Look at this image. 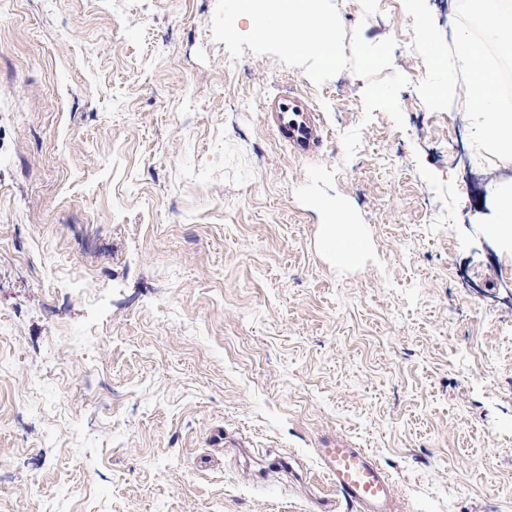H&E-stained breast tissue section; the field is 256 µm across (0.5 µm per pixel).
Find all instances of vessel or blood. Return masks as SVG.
<instances>
[{
  "label": "vessel or blood",
  "instance_id": "obj_1",
  "mask_svg": "<svg viewBox=\"0 0 512 512\" xmlns=\"http://www.w3.org/2000/svg\"><path fill=\"white\" fill-rule=\"evenodd\" d=\"M278 131L299 153H306L319 143L321 130L309 106L292 96H278L269 104ZM324 473L355 512H399L389 477L361 448L345 443L319 452Z\"/></svg>",
  "mask_w": 512,
  "mask_h": 512
}]
</instances>
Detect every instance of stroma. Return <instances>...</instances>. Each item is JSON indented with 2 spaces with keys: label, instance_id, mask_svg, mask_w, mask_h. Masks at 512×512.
<instances>
[{
  "label": "stroma",
  "instance_id": "obj_1",
  "mask_svg": "<svg viewBox=\"0 0 512 512\" xmlns=\"http://www.w3.org/2000/svg\"><path fill=\"white\" fill-rule=\"evenodd\" d=\"M334 2L396 38L404 128L351 71L230 58L216 0H0V512H350L317 462L340 439L401 512H512V160L464 86L426 107L402 0ZM268 112H275L278 131L300 154H305L321 140L320 127L301 99L280 95L270 102ZM494 218L491 232L512 243V185L498 189L493 195ZM322 244L332 256L347 261L359 255L366 246L359 231L350 224H327L322 236Z\"/></svg>",
  "mask_w": 512,
  "mask_h": 512
}]
</instances>
